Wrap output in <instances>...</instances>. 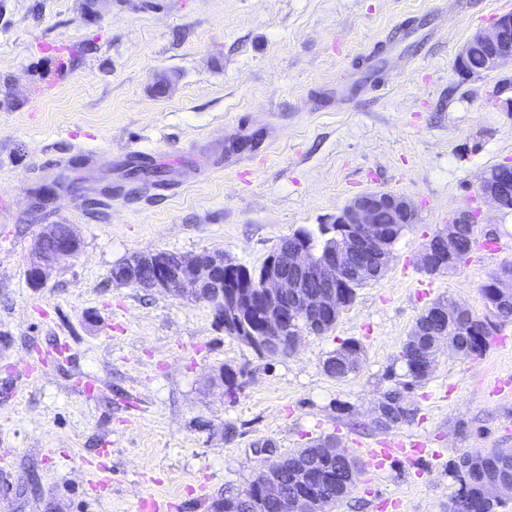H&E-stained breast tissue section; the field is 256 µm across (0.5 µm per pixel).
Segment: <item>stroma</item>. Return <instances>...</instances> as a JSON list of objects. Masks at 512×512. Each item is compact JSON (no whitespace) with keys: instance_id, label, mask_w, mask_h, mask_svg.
I'll return each instance as SVG.
<instances>
[{"instance_id":"obj_1","label":"stroma","mask_w":512,"mask_h":512,"mask_svg":"<svg viewBox=\"0 0 512 512\" xmlns=\"http://www.w3.org/2000/svg\"><path fill=\"white\" fill-rule=\"evenodd\" d=\"M506 11L512 0H0V512H135L149 498L210 512L225 487L327 435L354 456L392 437L426 449L363 473L332 512H448L449 461L512 448V322L480 357L440 349L412 422L382 431L370 408L401 379L422 311L448 297L488 316L480 288L512 265L477 248L449 274L418 265L471 207L477 238L512 245V209L477 195L512 161V63L455 67ZM366 193L408 198L416 221L384 276L291 354H258L206 303L109 279L151 250L260 269ZM55 224L81 250L32 285L31 248ZM349 339L361 367L333 379L322 363ZM79 375L99 389L74 390ZM101 448L112 482L95 490L83 462Z\"/></svg>"}]
</instances>
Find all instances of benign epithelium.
<instances>
[{"mask_svg": "<svg viewBox=\"0 0 512 512\" xmlns=\"http://www.w3.org/2000/svg\"><path fill=\"white\" fill-rule=\"evenodd\" d=\"M479 58V72L494 71L512 61V12L501 14L486 29L476 31L457 56L460 73L471 76L470 61ZM483 199L500 208L512 207V164L499 165L494 173L486 172L479 184ZM388 213L395 224L408 223L415 214L414 204L395 194H366L352 199L333 221V246L320 250L309 242L293 244L284 253H272L255 279L264 305L261 332H256L251 321L257 308L250 295L236 288L224 287L218 273L233 260L214 255H195L189 259L173 258L157 251L148 254L144 277L130 270H113L112 277L127 280L137 287L169 294L176 298L202 300L214 306L224 331L240 340L251 341L263 336L264 354L295 349L305 334L323 327L324 323L340 315L347 299V288L370 281L378 275L376 269L388 268L392 261L391 238L382 223V213ZM478 215L473 210L455 214L448 223L437 229L419 254L420 267L429 274L457 268L472 250L473 229ZM79 244L67 240L47 253L40 244L33 247L29 266L36 271L35 280L43 281L60 259L74 257ZM491 315L500 313L503 304L512 302V274L499 273L485 283ZM432 321L442 324L433 329L428 350L437 352L439 344H455L458 335L481 336L488 328V320L475 317L469 309L457 303L453 313L446 309L432 311ZM400 401L381 399L373 408L374 422L389 425L398 416ZM264 496L281 502L283 512L288 510V498L276 478L264 474L260 478ZM475 496L489 501L512 498V480H492L485 483Z\"/></svg>", "mask_w": 512, "mask_h": 512, "instance_id": "benign-epithelium-1", "label": "benign epithelium"}]
</instances>
